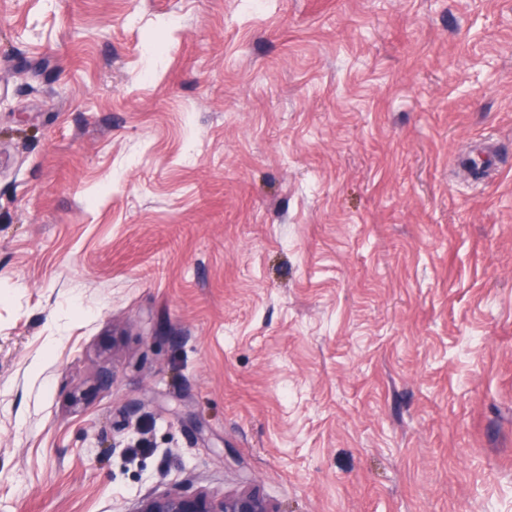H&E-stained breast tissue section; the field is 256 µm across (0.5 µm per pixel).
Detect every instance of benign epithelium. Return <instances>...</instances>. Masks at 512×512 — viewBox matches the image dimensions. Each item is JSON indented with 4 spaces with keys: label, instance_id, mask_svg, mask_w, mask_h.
Wrapping results in <instances>:
<instances>
[{
    "label": "benign epithelium",
    "instance_id": "7a95c632",
    "mask_svg": "<svg viewBox=\"0 0 512 512\" xmlns=\"http://www.w3.org/2000/svg\"><path fill=\"white\" fill-rule=\"evenodd\" d=\"M132 512H275L256 492L244 489L219 499L205 491L188 494L178 488L142 497Z\"/></svg>",
    "mask_w": 512,
    "mask_h": 512
}]
</instances>
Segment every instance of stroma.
<instances>
[{
    "label": "stroma",
    "mask_w": 512,
    "mask_h": 512,
    "mask_svg": "<svg viewBox=\"0 0 512 512\" xmlns=\"http://www.w3.org/2000/svg\"><path fill=\"white\" fill-rule=\"evenodd\" d=\"M175 485L512 512V0H0V512Z\"/></svg>",
    "instance_id": "35a3bbf8"
}]
</instances>
